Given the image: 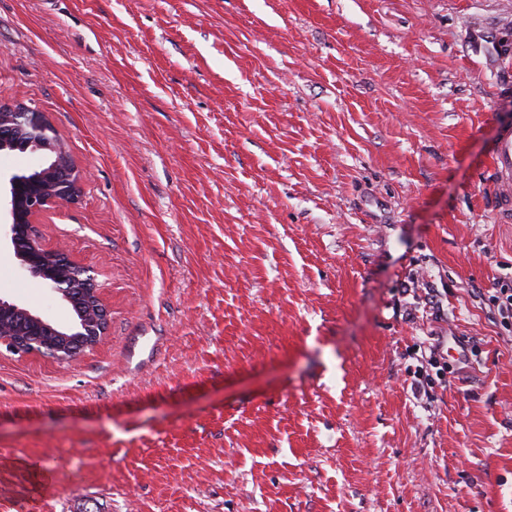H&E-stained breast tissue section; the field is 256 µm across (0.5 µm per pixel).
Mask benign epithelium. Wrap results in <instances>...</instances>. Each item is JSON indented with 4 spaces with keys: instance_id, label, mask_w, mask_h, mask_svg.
Returning a JSON list of instances; mask_svg holds the SVG:
<instances>
[{
    "instance_id": "obj_1",
    "label": "benign epithelium",
    "mask_w": 512,
    "mask_h": 512,
    "mask_svg": "<svg viewBox=\"0 0 512 512\" xmlns=\"http://www.w3.org/2000/svg\"><path fill=\"white\" fill-rule=\"evenodd\" d=\"M18 127L29 131L24 151L39 154L41 161H46L59 150L60 143L53 136L52 126L43 113L23 106H1L0 151L18 148L14 139V130ZM46 175L49 180L47 184L37 178L26 179L17 173L9 176L4 194L0 196V214L4 218L3 234L12 246L21 269L32 277L36 275L38 267L53 260L77 268L81 277L76 281L68 284L58 280L48 282L46 286L69 304L72 303V292L79 291L80 295L95 303L97 317L92 321L76 320L70 327L63 329L39 313L0 298V317L20 313L35 326L33 340L0 336V344L15 354H42L44 350L36 347V341L43 334L63 336L65 342L53 348L51 357L60 362H70L82 352L97 348L105 340L109 313L95 276L77 263L66 249L46 247L35 230L40 216L69 207L78 201L84 173L75 166L58 170L52 167ZM21 203L27 207V215L23 218L18 215V205Z\"/></svg>"
}]
</instances>
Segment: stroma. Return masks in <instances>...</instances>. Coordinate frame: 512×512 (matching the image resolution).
<instances>
[{"label": "stroma", "instance_id": "obj_1", "mask_svg": "<svg viewBox=\"0 0 512 512\" xmlns=\"http://www.w3.org/2000/svg\"><path fill=\"white\" fill-rule=\"evenodd\" d=\"M15 103L110 324L0 353V512H512V0H0ZM18 127L26 128L29 137L25 133L19 135L24 140L23 151L39 153L41 162L35 169L43 167L44 162L60 148V143L53 135V128L42 112H35L23 106L0 107V151L18 148L14 139V130ZM494 190L498 213L505 219L512 217V129L502 132L492 155ZM493 305L496 307L501 322L505 326L512 324V286L502 283L496 288L495 294L491 296Z\"/></svg>", "mask_w": 512, "mask_h": 512}]
</instances>
